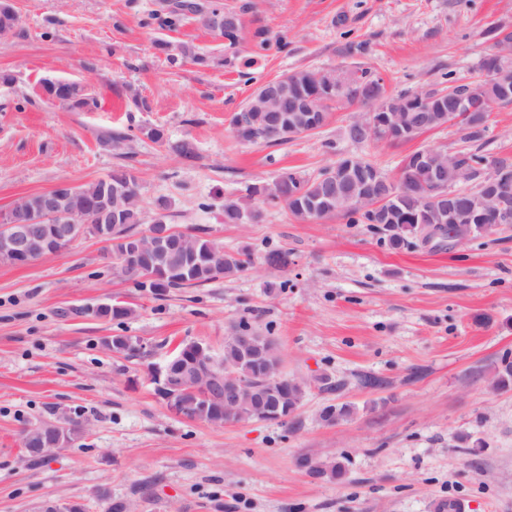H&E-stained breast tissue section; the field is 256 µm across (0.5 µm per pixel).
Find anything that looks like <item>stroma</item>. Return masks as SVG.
I'll return each instance as SVG.
<instances>
[{"instance_id":"1","label":"stroma","mask_w":512,"mask_h":512,"mask_svg":"<svg viewBox=\"0 0 512 512\" xmlns=\"http://www.w3.org/2000/svg\"><path fill=\"white\" fill-rule=\"evenodd\" d=\"M235 12L229 44L189 18L163 25L167 0H12L19 23L0 35V213L58 182L84 185L132 167L145 232L168 204L175 229L251 259L231 278L156 295L118 274L91 236L28 264L0 262V512L77 503L84 512H512V388L491 382L512 360V226L460 244L413 237L389 244L386 226L343 217L294 220L258 200L254 219L224 221V202L292 171L309 177L341 156L395 176L423 148L512 159V104L482 140L456 125L407 142H353L355 106L332 110L318 133L246 144L231 120L264 83L298 70L367 68L387 95L475 75L512 29V0H206ZM205 56L198 65L182 47ZM47 79L88 85L96 106L70 111L41 94ZM147 102L140 111L133 96ZM132 128L121 150L98 143ZM161 129L194 151L185 159L141 135ZM288 253L284 268L266 255ZM124 302V320L92 308ZM271 336L289 376L310 381L286 423L214 426L176 417L155 394L145 360L109 351L133 336L163 359L183 340L221 352L236 327ZM375 386H368V379ZM353 415L329 424V404ZM78 424L70 444L31 461L26 430ZM482 448H475V441ZM342 456L340 481L297 464Z\"/></svg>"}]
</instances>
